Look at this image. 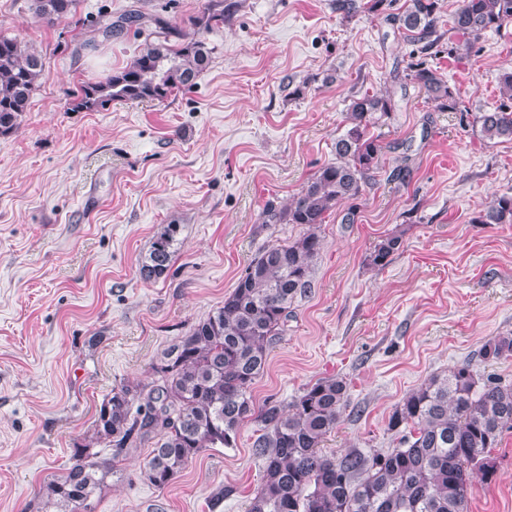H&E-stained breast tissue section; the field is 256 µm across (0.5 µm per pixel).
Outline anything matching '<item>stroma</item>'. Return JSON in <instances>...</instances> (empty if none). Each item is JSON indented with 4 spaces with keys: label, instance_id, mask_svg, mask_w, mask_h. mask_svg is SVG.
Segmentation results:
<instances>
[{
    "label": "stroma",
    "instance_id": "35a3bbf8",
    "mask_svg": "<svg viewBox=\"0 0 512 512\" xmlns=\"http://www.w3.org/2000/svg\"><path fill=\"white\" fill-rule=\"evenodd\" d=\"M213 0H80L94 25L129 8L159 17L169 42L195 34L211 50L194 85L162 100L115 101L74 112L72 93L128 65L145 33L75 49L69 22L33 18L29 0H0V35L44 60L18 128L0 136V512H39L40 490L71 464L114 387L149 385L163 352L224 303L264 249L296 238L267 224L334 159L352 96L390 93L375 127L380 169L352 205L320 228L310 288L253 386L257 405L286 403L317 380L349 383L323 453L392 448L395 405L430 376L470 363L512 383V358L482 361L481 346L512 333V224L479 213L512 194V140L482 137L475 117L511 101L512 27L459 46L437 0L438 43L398 31L407 0L349 15L338 0H232L223 25L192 29ZM436 69L455 109L427 98L407 73ZM355 221L343 223L347 210ZM180 227L168 276L139 273L164 225ZM390 234L389 265L369 256ZM257 425L233 448L194 458L165 488L144 477L150 444L118 464L94 512H246L261 484ZM492 479H473L468 512H512V430L491 453ZM224 499H217V492Z\"/></svg>",
    "mask_w": 512,
    "mask_h": 512
}]
</instances>
